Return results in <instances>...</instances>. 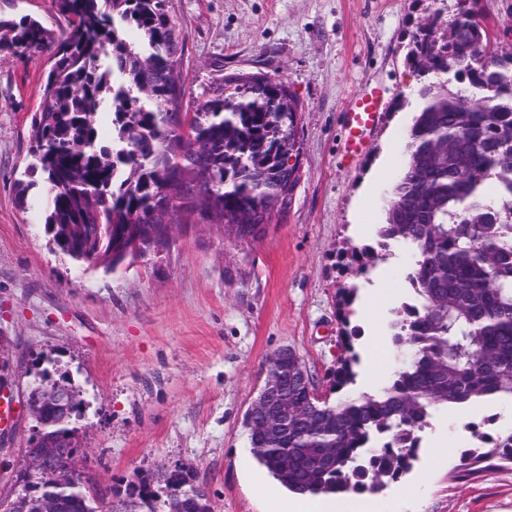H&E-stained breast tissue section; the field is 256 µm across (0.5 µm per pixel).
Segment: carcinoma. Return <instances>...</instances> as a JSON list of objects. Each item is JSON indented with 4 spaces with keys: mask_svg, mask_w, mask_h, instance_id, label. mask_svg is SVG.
Returning a JSON list of instances; mask_svg holds the SVG:
<instances>
[{
    "mask_svg": "<svg viewBox=\"0 0 512 512\" xmlns=\"http://www.w3.org/2000/svg\"><path fill=\"white\" fill-rule=\"evenodd\" d=\"M69 30L57 39L38 20L0 21L14 32L10 46L48 54L50 68L31 117L30 173L46 184L45 230L73 260L109 272L114 239L127 224H152L138 252L165 244L161 224H238L249 210L250 230L285 211L298 172L274 145L301 150L298 101L287 83L268 75L233 74L204 101L186 99L180 71L185 38L166 0H54ZM440 18L413 35L410 59L423 73L454 71L462 88L418 90L407 160L392 189L385 223L372 244L352 250L367 266L388 256L390 244L414 256L408 274L412 302L396 311L392 341L406 358L375 393H355L359 354L350 328L357 287L337 303L343 354L329 380L330 399L287 380L288 393L310 417L288 427V439L254 453L281 486L298 494L373 493L400 481L417 459L420 433L440 407L483 400L512 401V58L505 65L484 53L490 35L480 0H457L448 27ZM133 29L138 37H126ZM118 114L112 147L98 140L97 115L106 98ZM61 424L46 428L58 444L81 448L70 428L84 401ZM474 446L456 469L465 477L512 462V433L497 439L472 431ZM293 456L283 473L280 449ZM331 453L330 468L312 457ZM36 484L69 499L68 512H112V504L83 484ZM197 491L173 486L157 510L146 483L122 512H183ZM42 496L25 493L8 512H40Z\"/></svg>",
    "mask_w": 512,
    "mask_h": 512,
    "instance_id": "obj_1",
    "label": "carcinoma"
}]
</instances>
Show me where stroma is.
I'll list each match as a JSON object with an SVG mask.
<instances>
[{
	"label": "stroma",
	"instance_id": "stroma-1",
	"mask_svg": "<svg viewBox=\"0 0 512 512\" xmlns=\"http://www.w3.org/2000/svg\"><path fill=\"white\" fill-rule=\"evenodd\" d=\"M186 39L182 72L193 96L234 73L287 82L299 103L301 155L292 204L258 239L218 225H174L171 248L148 250L112 272L55 249L28 174L31 115L50 62L0 47V385L22 397L37 372L68 375L85 406L72 421L88 475L113 508L148 482L165 496L164 474L192 469L213 512H294L285 491L253 458L243 427L269 357L293 348L325 390L341 355L336 303L354 285L368 305L355 342L356 387L376 392L405 356L388 331L406 301L409 253L357 271L346 259L373 243L384 223L425 84L409 43L429 17L450 20L455 0H167ZM488 54L512 53V0H482ZM68 27L53 0H0L1 20ZM385 110L365 157L342 162V115L371 87ZM30 184L27 198L19 188ZM512 430V402L438 410L410 473L389 485L379 512H512V463L455 477L474 426ZM36 429L25 415L0 424V512L22 492L24 450Z\"/></svg>",
	"mask_w": 512,
	"mask_h": 512
}]
</instances>
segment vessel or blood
Instances as JSON below:
<instances>
[{"instance_id":"obj_1","label":"vessel or blood","mask_w":512,"mask_h":512,"mask_svg":"<svg viewBox=\"0 0 512 512\" xmlns=\"http://www.w3.org/2000/svg\"><path fill=\"white\" fill-rule=\"evenodd\" d=\"M384 106L383 95L375 88L365 90L349 101L343 112L344 162L355 163L365 156Z\"/></svg>"}]
</instances>
